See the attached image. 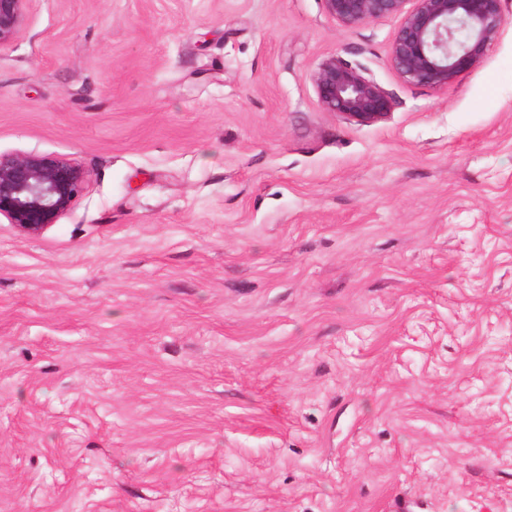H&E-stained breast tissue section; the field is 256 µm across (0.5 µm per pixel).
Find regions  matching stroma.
I'll return each instance as SVG.
<instances>
[{
  "label": "stroma",
  "instance_id": "1",
  "mask_svg": "<svg viewBox=\"0 0 512 512\" xmlns=\"http://www.w3.org/2000/svg\"><path fill=\"white\" fill-rule=\"evenodd\" d=\"M405 83L322 0H31L0 153L89 173L0 223V512H512V0ZM334 54L392 93L324 111Z\"/></svg>",
  "mask_w": 512,
  "mask_h": 512
}]
</instances>
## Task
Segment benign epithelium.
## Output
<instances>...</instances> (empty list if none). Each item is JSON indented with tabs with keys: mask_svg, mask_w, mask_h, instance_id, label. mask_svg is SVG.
Here are the masks:
<instances>
[{
	"mask_svg": "<svg viewBox=\"0 0 512 512\" xmlns=\"http://www.w3.org/2000/svg\"><path fill=\"white\" fill-rule=\"evenodd\" d=\"M31 0H0V47L26 29ZM502 0H323L344 29L396 17L389 47L392 68L406 83L443 89L477 68L506 22ZM319 102L366 125L385 120L392 94L340 55L313 73ZM88 171L74 159L31 152L0 153V218L25 236H38L68 213L84 194Z\"/></svg>",
	"mask_w": 512,
	"mask_h": 512,
	"instance_id": "7a95c632",
	"label": "benign epithelium"
}]
</instances>
